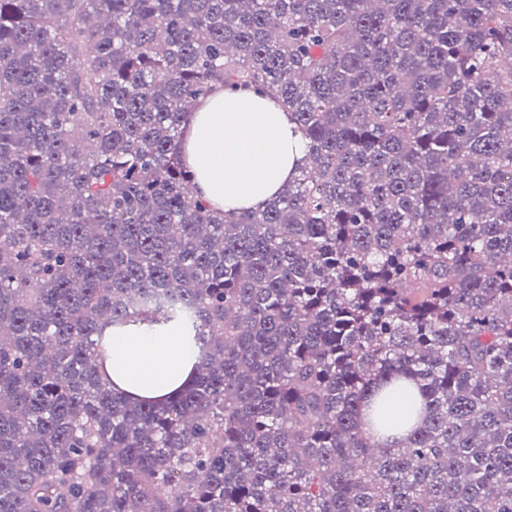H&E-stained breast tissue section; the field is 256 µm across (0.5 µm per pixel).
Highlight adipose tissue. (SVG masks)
I'll use <instances>...</instances> for the list:
<instances>
[{
    "instance_id": "adipose-tissue-1",
    "label": "adipose tissue",
    "mask_w": 512,
    "mask_h": 512,
    "mask_svg": "<svg viewBox=\"0 0 512 512\" xmlns=\"http://www.w3.org/2000/svg\"><path fill=\"white\" fill-rule=\"evenodd\" d=\"M292 128L287 112L268 97L216 87L190 113L182 143L198 194L226 212L264 208L303 157ZM104 369L117 389L157 400L187 387L194 362L176 337L134 323L113 336Z\"/></svg>"
}]
</instances>
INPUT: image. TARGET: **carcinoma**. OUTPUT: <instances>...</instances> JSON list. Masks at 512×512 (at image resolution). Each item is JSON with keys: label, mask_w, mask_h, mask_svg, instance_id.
Here are the masks:
<instances>
[{"label": "carcinoma", "mask_w": 512, "mask_h": 512, "mask_svg": "<svg viewBox=\"0 0 512 512\" xmlns=\"http://www.w3.org/2000/svg\"><path fill=\"white\" fill-rule=\"evenodd\" d=\"M217 83L305 150L233 218ZM137 320L174 399L99 373ZM0 512H512V0H0ZM292 128L267 96L217 85L188 116L182 143L198 194L225 212L263 209L303 157Z\"/></svg>", "instance_id": "obj_1"}]
</instances>
